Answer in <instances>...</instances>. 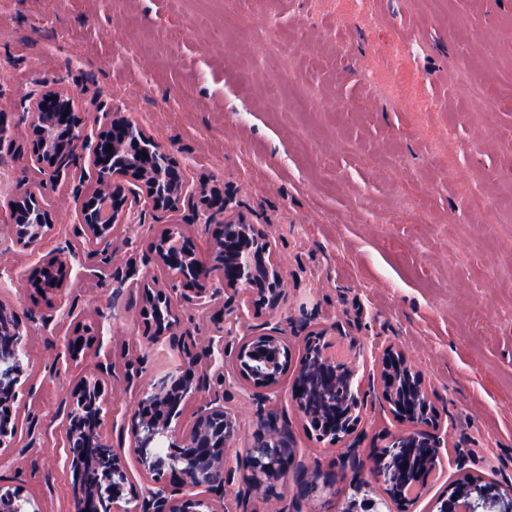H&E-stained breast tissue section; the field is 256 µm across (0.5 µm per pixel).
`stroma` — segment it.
I'll return each mask as SVG.
<instances>
[{
	"instance_id": "1",
	"label": "stroma",
	"mask_w": 512,
	"mask_h": 512,
	"mask_svg": "<svg viewBox=\"0 0 512 512\" xmlns=\"http://www.w3.org/2000/svg\"><path fill=\"white\" fill-rule=\"evenodd\" d=\"M63 87L95 129L105 110L168 145L191 185L223 190L227 215L264 225L288 284L277 315L244 312L226 336L224 301L178 307L191 336L224 340V405L240 437V468L263 417L287 422L307 467L334 470L338 446L318 441L294 411L288 382L271 400L237 380V341L275 323L294 350L337 327L363 344L353 434L361 455L398 430L376 397L378 356L399 346L441 415L442 469L409 512H431L469 473L512 487V0H0V124L11 127L37 90ZM73 169L45 192L55 228L33 248L0 236V301L26 328L21 430L0 447V486L22 487L32 512H73L58 413L92 364L70 361L77 321H93L112 360L106 437L129 448L138 387L172 362L145 347L134 318L141 261L158 228L189 229L199 251L207 210L145 211L109 241L75 234ZM41 180L15 145H0V219L15 190ZM488 184L504 221L485 223L464 200ZM75 256L52 302L27 287L43 255ZM30 464L17 465L20 450Z\"/></svg>"
}]
</instances>
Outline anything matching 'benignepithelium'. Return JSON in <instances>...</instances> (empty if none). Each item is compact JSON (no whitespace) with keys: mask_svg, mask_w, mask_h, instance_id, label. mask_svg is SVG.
I'll list each match as a JSON object with an SVG mask.
<instances>
[{"mask_svg":"<svg viewBox=\"0 0 512 512\" xmlns=\"http://www.w3.org/2000/svg\"><path fill=\"white\" fill-rule=\"evenodd\" d=\"M74 95L68 91L45 90L22 112L21 123L25 130V148L30 164L43 175L42 185L55 183L77 167V161L85 158L96 172L94 191H78L75 204L79 212L80 233L92 244L107 240L112 225L118 217L143 212L146 209L174 211L183 202H200L208 209L224 213V195L217 189H189L185 169L165 145L147 136L140 126L125 118L105 113V121L93 134L84 129V116L73 106ZM150 142L148 158L142 168L120 167L112 158L122 154L133 140ZM111 150H106L107 146ZM164 182L175 187L174 195L158 190ZM12 207L16 211L0 222L4 236L25 248L37 245L44 236L54 230L52 213L39 193L29 188H18ZM210 253L221 250L237 255V262L219 270L224 289L246 299L247 303L275 312L286 293V282L280 265L273 254L269 236L262 225L250 224L237 217H227L218 225L209 243ZM192 257L183 241L177 238L176 227L168 224L153 235V245L145 256L144 265L170 268L186 265ZM58 269V279L44 286L35 287L45 293L63 290L72 271V255L59 250L52 255ZM221 294L219 288H207L186 274L181 288H175L150 274L143 276L141 300L137 322L141 339L155 346L168 343L176 351V364L161 373L144 388L140 406L130 417L132 445L129 454L116 449L108 454L102 450L84 458L82 470L98 477L104 473L106 490L93 496L80 492L74 496V512H210L211 502L224 501V512H247L251 498L263 495L280 498L266 489L263 478L238 483L234 504L225 502L227 487L233 485L235 472L227 467L225 448L239 437V426L234 415L224 407V399L214 393L215 387L226 384L224 371L201 367V357L209 347H198L195 341L177 344L175 340L188 335L184 330L176 308L179 302L208 305ZM327 332L313 330L303 340L299 359L275 326L265 332L241 341L236 349L237 378L255 391L256 396L267 398L282 376L293 371L298 376L306 358L313 350L321 351L316 366L309 369V376L291 384V400L296 414L305 421L312 420L306 409L309 386L324 395L330 405L323 430L351 435L360 424V405L343 412L332 399L336 377L343 371L355 375V359L338 360L326 355L331 343ZM82 345H77V342ZM24 343V327L4 330L0 327V369L21 358ZM99 352V337L82 326L74 329L68 340L67 353L73 362L94 359ZM411 378L416 401L431 406L428 389L421 374L406 355L394 346L383 350L378 366V389L383 406L395 415L400 429L386 438L385 447L398 451L411 440L419 439V431L429 428L440 430L437 411L420 424L417 408L397 402L395 394L398 377ZM112 378V366L98 361L93 371L73 387L69 401L61 405L59 413L66 421L65 438L70 444L76 439L88 446L108 447L105 440V415L103 408L108 402L106 382ZM213 393L200 408L195 421L184 429L172 426L175 411L182 399L196 398ZM19 388L13 384L0 385V447L15 441L18 431L16 403ZM165 439L170 447L166 457L155 456L148 449ZM276 441L290 449V457L266 464L275 485L288 476L291 468L300 474L299 483L292 488V495L301 503L314 506L311 512H336V483H348L358 489L369 481L385 483L390 470L382 456L373 455V465L365 468L358 449L345 448L339 455L338 472L328 476L319 469H310L296 462L295 449L290 447L288 436L276 421L259 428L248 444L251 452L260 451L261 443ZM134 463L143 477L138 486L129 481V463ZM456 501H440L436 512H512V491L505 492L497 484L468 473L459 477L455 484ZM22 490L0 492V512H20L19 498Z\"/></svg>","mask_w":512,"mask_h":512,"instance_id":"benign-epithelium-1","label":"benign epithelium"}]
</instances>
